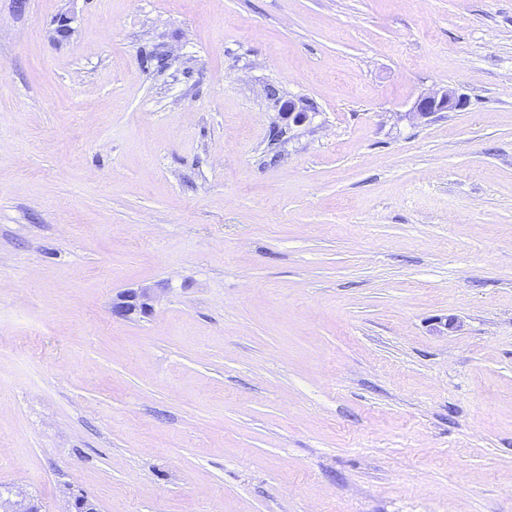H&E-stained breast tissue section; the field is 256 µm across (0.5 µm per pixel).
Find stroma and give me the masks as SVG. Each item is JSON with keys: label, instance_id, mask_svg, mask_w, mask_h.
<instances>
[{"label": "stroma", "instance_id": "1", "mask_svg": "<svg viewBox=\"0 0 512 512\" xmlns=\"http://www.w3.org/2000/svg\"><path fill=\"white\" fill-rule=\"evenodd\" d=\"M1 485L512 512V0H0ZM468 100L465 95L453 89H444L418 97L408 115L419 120H427L438 112H457L465 109ZM152 296L149 288L126 290L117 295L112 302V314L122 319L147 316L152 311Z\"/></svg>", "mask_w": 512, "mask_h": 512}]
</instances>
